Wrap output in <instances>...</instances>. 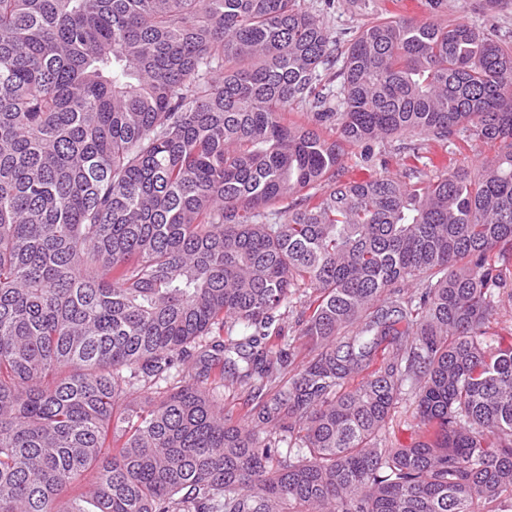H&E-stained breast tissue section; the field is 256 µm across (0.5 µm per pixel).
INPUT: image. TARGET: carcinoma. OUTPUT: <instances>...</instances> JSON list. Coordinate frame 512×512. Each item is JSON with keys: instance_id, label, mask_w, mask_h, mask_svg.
Instances as JSON below:
<instances>
[{"instance_id": "1", "label": "carcinoma", "mask_w": 512, "mask_h": 512, "mask_svg": "<svg viewBox=\"0 0 512 512\" xmlns=\"http://www.w3.org/2000/svg\"><path fill=\"white\" fill-rule=\"evenodd\" d=\"M336 51L298 0H0V512H512V43L367 18L339 107ZM460 132L504 151L341 181ZM410 143H427L428 145L425 146L427 149L423 150L421 155L431 158L439 168L442 164L448 166L451 159L455 166H469L474 171L483 160L493 157L498 151L497 145L472 141L465 133L456 134L444 147L424 141L419 136L390 138L383 143H373L368 159L364 157V149H348L343 159L342 180L360 182L385 172L391 174L400 172L409 154L403 147L409 146ZM297 308H293V312H290L288 314V317H286L283 322L282 326L283 328V334H284V340L283 342L285 344L290 345V348H294L296 352H298V357L296 358L294 364L290 367H288V374L285 376L284 381H287L290 376L293 375L294 371L291 369L296 366L299 362L302 361L304 356H308L310 353L307 347L304 345L303 341L298 338V336H295L294 327H295V321L297 320V313L300 310L299 303L296 304ZM311 355V353H310ZM405 389L385 426L386 442L392 448L411 445L419 438L422 431L416 414L415 393H412L409 388Z\"/></svg>"}]
</instances>
